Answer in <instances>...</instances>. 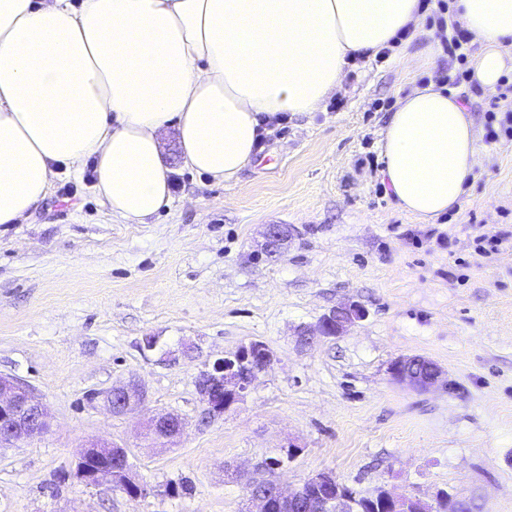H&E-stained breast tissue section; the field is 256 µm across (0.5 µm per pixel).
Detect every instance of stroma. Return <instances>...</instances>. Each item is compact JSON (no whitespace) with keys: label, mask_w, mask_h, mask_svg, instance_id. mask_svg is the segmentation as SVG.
<instances>
[{"label":"stroma","mask_w":512,"mask_h":512,"mask_svg":"<svg viewBox=\"0 0 512 512\" xmlns=\"http://www.w3.org/2000/svg\"><path fill=\"white\" fill-rule=\"evenodd\" d=\"M441 53L418 36L354 60L322 111L273 126L229 183L185 167L166 136L173 201L146 223L112 218L89 177L61 175L26 221L0 224V374L51 417L43 437L0 449V512H249L230 470L265 460L288 489L329 471L364 496L512 512V244L474 253L475 237L512 231V140L481 146L468 195L435 222L378 190L379 133ZM269 224L287 234L273 256ZM343 303L364 320L303 345ZM147 336L159 349H143ZM251 341L272 368L209 414L197 375ZM406 356L438 365L439 382L394 380ZM130 379L144 407L109 413L97 394ZM158 411L185 424L168 448L139 435ZM90 440L128 448L150 494L61 480Z\"/></svg>","instance_id":"35a3bbf8"}]
</instances>
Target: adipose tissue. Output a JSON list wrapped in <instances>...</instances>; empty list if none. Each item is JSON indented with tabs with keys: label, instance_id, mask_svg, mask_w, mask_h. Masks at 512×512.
I'll return each mask as SVG.
<instances>
[{
	"label": "adipose tissue",
	"instance_id": "1",
	"mask_svg": "<svg viewBox=\"0 0 512 512\" xmlns=\"http://www.w3.org/2000/svg\"><path fill=\"white\" fill-rule=\"evenodd\" d=\"M419 0H0V224H19L58 171L92 167L112 217L141 224L171 203L160 135L191 170L229 182L255 158L263 118L319 111L351 61L375 57ZM480 44L472 79L512 69V0H456ZM398 207L424 221L460 205L478 165L461 99L411 85L381 133Z\"/></svg>",
	"mask_w": 512,
	"mask_h": 512
}]
</instances>
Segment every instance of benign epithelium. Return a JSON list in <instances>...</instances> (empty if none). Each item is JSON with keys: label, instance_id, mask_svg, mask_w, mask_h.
Returning <instances> with one entry per match:
<instances>
[{"label": "benign epithelium", "instance_id": "benign-epithelium-1", "mask_svg": "<svg viewBox=\"0 0 512 512\" xmlns=\"http://www.w3.org/2000/svg\"><path fill=\"white\" fill-rule=\"evenodd\" d=\"M365 311L355 303L343 304L324 315L318 332L306 330L302 340L311 344L317 336L341 334L347 327L364 319ZM274 363L273 354L261 341H252L231 356L217 359L197 377L196 385L209 413L221 415L240 401L259 374ZM390 374L420 387L434 385L441 369L423 358H399L391 363ZM104 405L115 415L124 414L145 400L141 384L130 381L115 385L102 394ZM49 414L32 389L11 377L0 375V448H13L42 436L49 429ZM182 419L171 412H158L148 422L147 436L153 444L164 447L183 432ZM104 455L112 460L110 474L92 471L89 459ZM76 478L87 486L119 490L131 499L144 498L148 486L135 478L128 449L101 440L83 446L73 469L63 479ZM249 500L257 512H363L356 496L346 491L336 476L319 472L294 489H287L270 476H262L247 484ZM378 496L392 505L391 512H429L418 500L396 497L379 491Z\"/></svg>", "mask_w": 512, "mask_h": 512}]
</instances>
